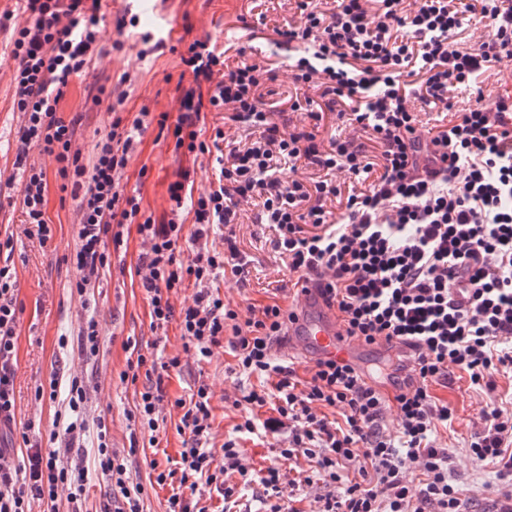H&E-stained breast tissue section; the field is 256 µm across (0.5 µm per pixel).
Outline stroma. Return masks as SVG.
Returning <instances> with one entry per match:
<instances>
[{"mask_svg":"<svg viewBox=\"0 0 512 512\" xmlns=\"http://www.w3.org/2000/svg\"><path fill=\"white\" fill-rule=\"evenodd\" d=\"M253 0H158L157 7L125 9L122 0H102L105 16L102 43L108 53L92 62L80 77L74 78L60 103L64 118L75 119L74 146L84 159H91L95 144L108 129L105 110L90 111L85 106L89 87L103 85L112 89H127L126 109L130 115L141 110L179 115V93L182 66L177 55L164 53L139 58L142 37L146 32L172 31L185 41L210 39L216 44L241 35L254 24ZM10 28H0V239H11V255L0 254V264L11 262L17 277L18 300L24 307L18 328L15 366V422L17 429L27 430L30 440L41 447H51V434L56 429V413L68 393L69 381L80 376L93 385L94 391L84 409L86 429L79 445L84 454L85 508L100 512L106 480L94 462L98 420H105L114 448H129L138 443L139 450L128 459V473L133 483L144 485L142 512H165L170 486L153 484L150 460L167 468L169 460L179 457L184 436L177 425L180 410L173 407L177 398L187 397L197 381L209 384L211 399V434L206 441L213 453H220L229 438H236L246 463L259 470L269 465L273 453V433L265 429L272 417L270 408L255 411L254 433H235L243 411L235 407L236 399L259 387L257 377L239 371L235 358L224 350H215L207 359L184 355L183 339L177 324H170L165 333L150 328L149 305L135 273L137 257L144 244L137 232H130L123 245L107 244L109 265L103 269L100 281L79 297L73 288L76 270L71 257L77 247L76 225L78 204L70 192L61 191V181L54 175V161L38 150H31L27 161L43 167L48 176L46 218L53 226V237L40 242L25 222L22 210L23 171L16 164L18 132L22 124L20 113L13 110V75L16 63L10 54ZM123 43L122 51H113V43ZM130 74V86H121L119 79ZM213 156L194 157L174 150L170 135L160 134L150 126L132 155L120 181L125 192L139 191L146 213L161 217L171 208L168 187L179 180L184 170L193 173V194L208 189ZM253 208H246L242 222L236 227L239 247L250 258L248 283L237 286L233 280L217 276L214 284L221 295L246 310L250 305L279 302L296 305L301 301L295 293V274L289 273L279 255L269 243L271 232L253 221ZM94 315L102 336L100 352L88 360L81 353L79 331L84 318ZM139 347H153L162 357L181 356L178 368L165 379L170 402L162 414L166 419L159 435L158 447H148V434L135 433L127 419L136 401V388L122 382L128 354L126 340ZM56 382L55 400L38 401L34 389L38 385ZM432 393L437 402L448 404L452 419L447 427L439 428L437 447L447 449L452 458L449 480L457 485L470 512H501L507 505L497 490L492 473L472 460L469 440L480 429L482 415L490 408L512 414V377L498 378L493 395L472 389L468 379L436 384Z\"/></svg>","mask_w":512,"mask_h":512,"instance_id":"obj_1","label":"stroma"}]
</instances>
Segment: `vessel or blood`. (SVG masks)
<instances>
[{
  "instance_id": "vessel-or-blood-1",
  "label": "vessel or blood",
  "mask_w": 512,
  "mask_h": 512,
  "mask_svg": "<svg viewBox=\"0 0 512 512\" xmlns=\"http://www.w3.org/2000/svg\"><path fill=\"white\" fill-rule=\"evenodd\" d=\"M288 334L291 345L317 356L352 358L356 355V348L347 340L335 308L324 303L312 289L304 292L300 311L288 325Z\"/></svg>"
}]
</instances>
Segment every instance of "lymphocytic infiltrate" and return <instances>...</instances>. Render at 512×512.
Listing matches in <instances>:
<instances>
[{
  "label": "lymphocytic infiltrate",
  "instance_id": "obj_1",
  "mask_svg": "<svg viewBox=\"0 0 512 512\" xmlns=\"http://www.w3.org/2000/svg\"><path fill=\"white\" fill-rule=\"evenodd\" d=\"M13 23L14 111L23 115L20 153L38 148L57 164L56 175L71 185L80 221L74 264L78 293L94 287L108 262L107 244H122V226L135 225L149 247L138 257L137 274L150 306L152 330L177 323L185 351L210 357L228 345L240 371L262 386L239 402L245 416L236 429L254 430L255 410L272 406L275 427H287L288 445L274 451L265 469L249 468L235 440L221 455L203 448L211 428L212 392L198 381L178 398L180 432L187 438L175 467L155 469V481L179 483L166 512H206L183 496V488L206 485L224 505L236 503L242 487L259 485L270 512H283L287 489L297 487L282 462L307 458L326 492L317 512H465L459 489L448 481L451 458L436 447L438 426L452 412L437 402L433 384L465 373L471 387L496 389L497 375L512 373V99L486 98L479 78L512 58V0H295L296 21L276 28L277 46L290 49L288 68L303 98L291 105L265 92L277 74L263 60L246 61L239 43L220 49L194 40L180 54L193 80L180 90L181 114L141 115L126 122V93L98 89L92 105H105L108 131L92 160L73 147L74 124L59 114L72 77L102 55V18L93 0H26ZM482 24L479 40L459 41L471 23ZM222 80H215V73ZM469 103L458 108L456 91ZM444 105L446 121L431 125L422 111ZM224 115L232 128L251 132L249 143L216 129L212 141L197 128L203 106ZM305 111L307 124L288 127L284 109ZM334 113L340 135L321 140L320 122ZM170 129L176 150L208 153L218 145L215 179L207 193L190 201L186 185L169 187L170 216L157 220L141 207L139 193H125L120 180L137 136L150 125ZM320 171L306 181L304 169ZM357 182L345 209L326 203L340 193L337 174ZM47 173L29 168L22 208L41 241L52 237L45 219ZM190 206L203 238L209 225L226 229L223 251L204 248L182 256L179 213ZM272 231L270 244L299 283L316 282L336 309L348 337L365 344L400 343L411 350L407 383L387 394L367 383L361 371L333 356L317 359L300 378L294 365L279 362L293 309L279 303L239 312L221 298L212 281L228 270L238 284L249 272L237 246L235 224L243 206ZM196 291L190 303L174 306L170 295L184 281ZM10 266H0V425L15 423L17 327L23 309ZM179 358L153 354L128 358L121 381L142 382L128 418L157 444L164 374ZM339 417L329 420L327 408ZM396 408V434L386 432L384 414ZM482 430L469 451L494 472L512 499V417L498 409L483 415ZM95 460L107 479L102 512H140L143 486L129 482L123 457L112 448L105 421L97 423ZM358 477L344 480L345 465ZM84 469L72 448L29 445L16 460L0 446V512H32L34 503L57 512H82Z\"/></svg>",
  "mask_w": 512,
  "mask_h": 512
}]
</instances>
